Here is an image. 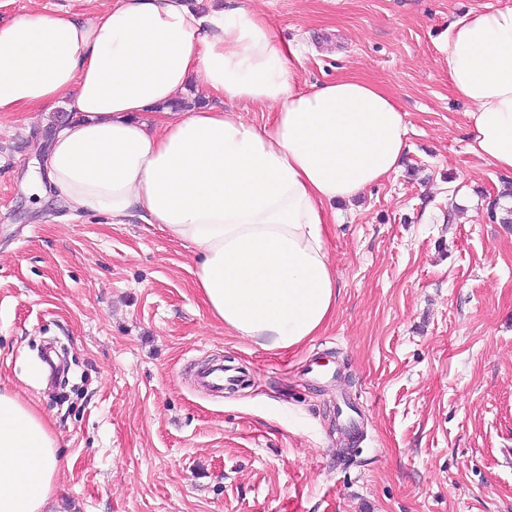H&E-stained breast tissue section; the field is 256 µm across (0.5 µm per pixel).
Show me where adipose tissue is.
Returning <instances> with one entry per match:
<instances>
[{"mask_svg":"<svg viewBox=\"0 0 512 512\" xmlns=\"http://www.w3.org/2000/svg\"><path fill=\"white\" fill-rule=\"evenodd\" d=\"M443 51L472 107V151L512 172V0L453 23ZM301 63L241 5L105 0L85 21L61 0L0 21V113L65 103L45 168L69 209L161 225L198 251L194 284L226 330L292 350L336 310V203L396 172L408 134L380 84L352 75L302 89ZM193 78L210 102L171 110ZM227 101L269 117L246 123ZM57 448L48 420L0 388V512H46Z\"/></svg>","mask_w":512,"mask_h":512,"instance_id":"ef3b65f1","label":"adipose tissue"}]
</instances>
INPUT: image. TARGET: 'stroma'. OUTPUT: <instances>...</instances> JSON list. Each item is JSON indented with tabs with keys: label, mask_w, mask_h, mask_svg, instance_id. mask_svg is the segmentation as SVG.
I'll return each mask as SVG.
<instances>
[{
	"label": "stroma",
	"mask_w": 512,
	"mask_h": 512,
	"mask_svg": "<svg viewBox=\"0 0 512 512\" xmlns=\"http://www.w3.org/2000/svg\"><path fill=\"white\" fill-rule=\"evenodd\" d=\"M305 57L358 75L408 126L400 168L336 207L340 297L293 351L224 331L194 247L31 194L46 130L0 113V386L50 421L53 512H512V224L471 150L441 47L507 0H246ZM244 388L202 389L204 363Z\"/></svg>",
	"instance_id": "stroma-1"
}]
</instances>
